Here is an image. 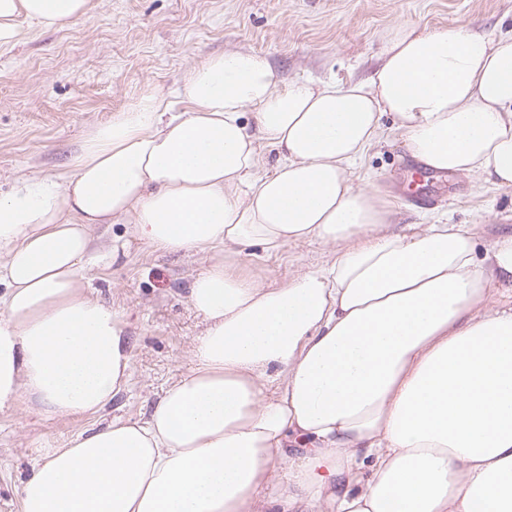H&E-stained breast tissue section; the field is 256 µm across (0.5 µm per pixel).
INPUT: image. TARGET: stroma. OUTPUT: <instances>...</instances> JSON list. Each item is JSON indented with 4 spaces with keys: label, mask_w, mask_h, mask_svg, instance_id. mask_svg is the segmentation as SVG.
I'll return each instance as SVG.
<instances>
[{
    "label": "stroma",
    "mask_w": 512,
    "mask_h": 512,
    "mask_svg": "<svg viewBox=\"0 0 512 512\" xmlns=\"http://www.w3.org/2000/svg\"><path fill=\"white\" fill-rule=\"evenodd\" d=\"M467 24L491 38L512 36V0H90L70 27L22 24L17 44L0 47V192L16 179L53 177L79 154L86 135L146 91L175 99L189 71L213 54L252 50L267 56L282 81L308 78L349 86L368 82L387 34L404 25L439 32ZM383 137L350 170L354 188L391 211L390 232L426 224L468 225L477 254L512 232V187L475 174L427 184L438 196L418 207L394 194L413 158L391 117ZM332 247L292 241L276 252L236 248L237 273L274 288L324 266ZM187 257L131 242L128 254L85 276L125 313L133 340L132 375L100 422L145 417L162 389L191 366L190 342L204 323L187 288L203 269ZM84 418L45 421L34 409L0 414V512H18L16 489L39 448L64 447L89 427Z\"/></svg>",
    "instance_id": "1"
}]
</instances>
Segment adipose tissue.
<instances>
[{"label": "adipose tissue", "mask_w": 512, "mask_h": 512, "mask_svg": "<svg viewBox=\"0 0 512 512\" xmlns=\"http://www.w3.org/2000/svg\"><path fill=\"white\" fill-rule=\"evenodd\" d=\"M89 3L0 0V46L20 19L62 29ZM383 57L348 87L281 84L251 51L209 57L178 92L187 109L146 92L70 170L0 194V413L93 421L34 459L20 512H512V309H485L512 279V234L482 261L463 224L390 234L348 177L388 112L427 167L512 187V37L405 25ZM304 239L334 259L279 288L225 255ZM134 240L206 257L189 288L205 328L146 419L99 425L131 342L83 273Z\"/></svg>", "instance_id": "obj_1"}]
</instances>
